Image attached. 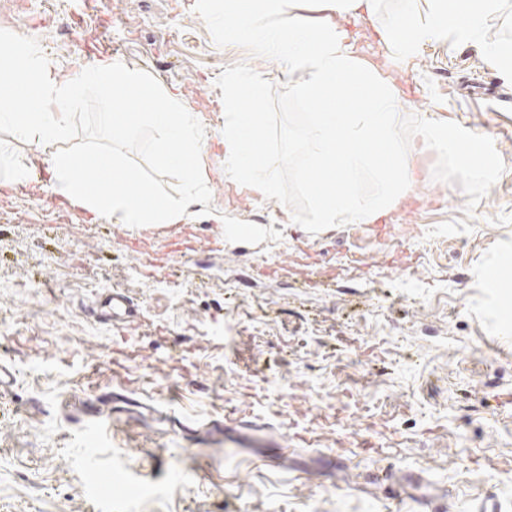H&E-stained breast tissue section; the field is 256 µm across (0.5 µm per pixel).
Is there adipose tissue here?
Masks as SVG:
<instances>
[{"mask_svg":"<svg viewBox=\"0 0 512 512\" xmlns=\"http://www.w3.org/2000/svg\"><path fill=\"white\" fill-rule=\"evenodd\" d=\"M224 0V39L248 43L290 74L289 94L311 110L313 142L304 168L312 191L310 223L366 224L395 206L415 179L413 158L399 134L400 95L388 74L366 62L344 29L346 19L375 28L382 45L401 64L413 63L420 47L456 34L484 46L488 58L512 69V45L485 43L484 22L495 0H432L429 13L415 0ZM25 92L24 105L11 94ZM102 95L104 127L134 128L149 118L162 132L152 149L157 169H179L190 191L201 185L197 156L201 131L173 92L159 88L124 63L97 58L69 80H58L39 51L18 44L0 52V126L43 154L48 189L68 204L116 224H181L192 199L156 201L155 192L108 154L54 152L65 139L73 108L86 96ZM136 99L140 111L124 106ZM421 135L441 153L465 165L483 161L481 140L457 141L450 128L426 125ZM371 183L363 193L362 183Z\"/></svg>","mask_w":512,"mask_h":512,"instance_id":"ef3b65f1","label":"adipose tissue"}]
</instances>
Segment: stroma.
Instances as JSON below:
<instances>
[{"label": "stroma", "instance_id": "35a3bbf8", "mask_svg": "<svg viewBox=\"0 0 512 512\" xmlns=\"http://www.w3.org/2000/svg\"><path fill=\"white\" fill-rule=\"evenodd\" d=\"M115 60L177 91L202 133L204 189L180 238L59 209L38 154L0 127L35 169L0 186V512H512V112L472 100L471 82L512 92V73L454 40L422 47L413 67L359 38L364 57L402 88L401 137L424 174L388 223L336 224L310 234L290 209L224 175V68L277 66L224 40L202 0H0V50L23 38L59 79L86 61L88 37ZM85 97L57 151L112 153L164 199L179 171L156 170L159 130L99 122ZM470 127L496 161L464 169L425 150V122ZM269 225L263 245L211 250L225 229ZM504 272L489 285L485 272ZM139 306L124 331L97 321L99 291ZM109 390L121 401L90 434L81 411ZM237 405L264 429L228 428ZM390 447L382 460L359 438ZM110 469L107 500L94 493Z\"/></svg>", "mask_w": 512, "mask_h": 512}]
</instances>
